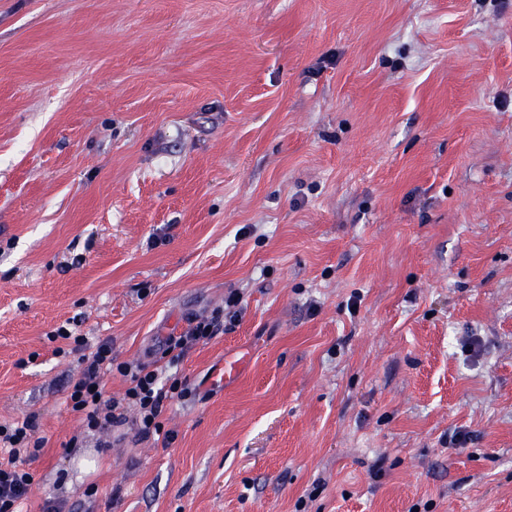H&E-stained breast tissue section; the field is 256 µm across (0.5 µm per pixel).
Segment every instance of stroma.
I'll return each mask as SVG.
<instances>
[{
  "label": "stroma",
  "mask_w": 512,
  "mask_h": 512,
  "mask_svg": "<svg viewBox=\"0 0 512 512\" xmlns=\"http://www.w3.org/2000/svg\"><path fill=\"white\" fill-rule=\"evenodd\" d=\"M232 290L161 433L86 428L81 354L162 360ZM31 414L24 512H512V0H0Z\"/></svg>",
  "instance_id": "1"
}]
</instances>
